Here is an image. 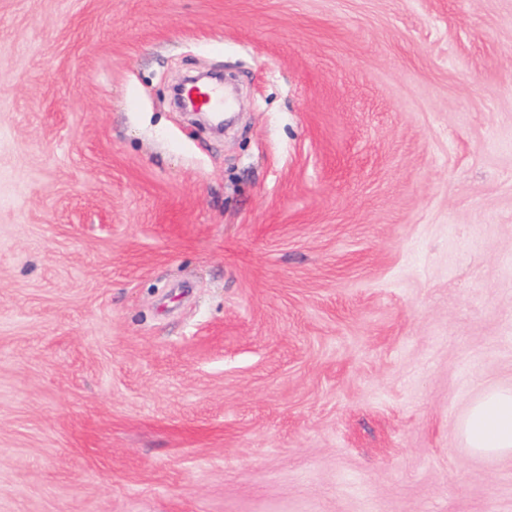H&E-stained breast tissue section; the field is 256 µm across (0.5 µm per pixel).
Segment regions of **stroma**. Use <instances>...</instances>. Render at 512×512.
Listing matches in <instances>:
<instances>
[{
	"mask_svg": "<svg viewBox=\"0 0 512 512\" xmlns=\"http://www.w3.org/2000/svg\"><path fill=\"white\" fill-rule=\"evenodd\" d=\"M491 386L512 0H0V512H512ZM189 97L195 106L203 110L221 112L228 106L223 92L220 94L206 85L190 90ZM460 431L474 453L512 457V387L486 391L469 408Z\"/></svg>",
	"mask_w": 512,
	"mask_h": 512,
	"instance_id": "obj_1",
	"label": "stroma"
}]
</instances>
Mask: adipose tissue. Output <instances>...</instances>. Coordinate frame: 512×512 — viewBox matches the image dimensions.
I'll use <instances>...</instances> for the list:
<instances>
[{
    "instance_id": "ef3b65f1",
    "label": "adipose tissue",
    "mask_w": 512,
    "mask_h": 512,
    "mask_svg": "<svg viewBox=\"0 0 512 512\" xmlns=\"http://www.w3.org/2000/svg\"><path fill=\"white\" fill-rule=\"evenodd\" d=\"M460 431L474 453L512 457V387L486 391L469 408Z\"/></svg>"
}]
</instances>
